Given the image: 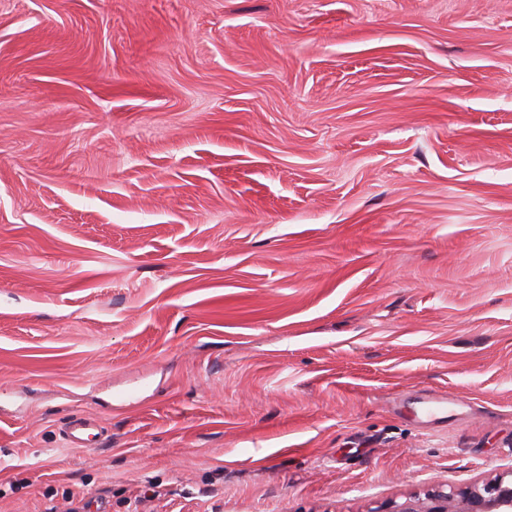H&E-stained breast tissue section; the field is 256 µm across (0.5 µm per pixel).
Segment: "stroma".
<instances>
[{
  "mask_svg": "<svg viewBox=\"0 0 512 512\" xmlns=\"http://www.w3.org/2000/svg\"><path fill=\"white\" fill-rule=\"evenodd\" d=\"M511 467L512 0H0V512ZM91 431H97L92 433ZM101 434L96 424L79 418L73 421L66 431L67 444L75 448H88Z\"/></svg>",
  "mask_w": 512,
  "mask_h": 512,
  "instance_id": "1",
  "label": "stroma"
}]
</instances>
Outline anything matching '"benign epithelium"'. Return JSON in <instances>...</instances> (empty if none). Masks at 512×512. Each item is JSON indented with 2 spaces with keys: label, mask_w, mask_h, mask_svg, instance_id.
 Returning a JSON list of instances; mask_svg holds the SVG:
<instances>
[{
  "label": "benign epithelium",
  "mask_w": 512,
  "mask_h": 512,
  "mask_svg": "<svg viewBox=\"0 0 512 512\" xmlns=\"http://www.w3.org/2000/svg\"><path fill=\"white\" fill-rule=\"evenodd\" d=\"M380 512H512V468L466 487L445 484L422 500L394 502Z\"/></svg>",
  "instance_id": "1"
}]
</instances>
